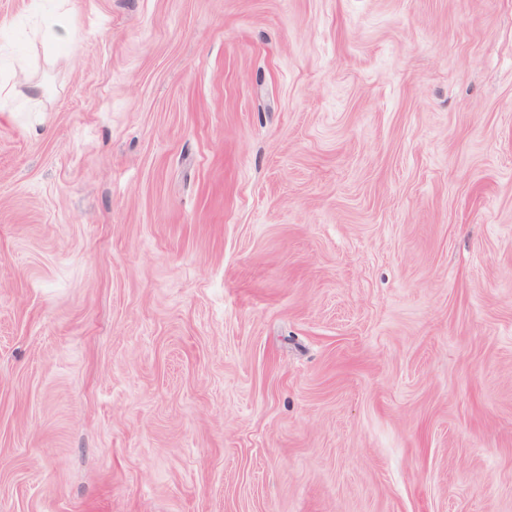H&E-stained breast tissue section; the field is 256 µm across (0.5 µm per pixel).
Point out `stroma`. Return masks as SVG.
Wrapping results in <instances>:
<instances>
[{
    "instance_id": "stroma-1",
    "label": "stroma",
    "mask_w": 512,
    "mask_h": 512,
    "mask_svg": "<svg viewBox=\"0 0 512 512\" xmlns=\"http://www.w3.org/2000/svg\"><path fill=\"white\" fill-rule=\"evenodd\" d=\"M0 512H512V0H0Z\"/></svg>"
}]
</instances>
